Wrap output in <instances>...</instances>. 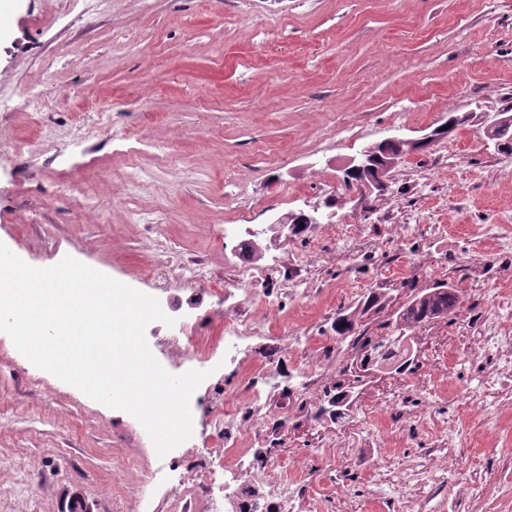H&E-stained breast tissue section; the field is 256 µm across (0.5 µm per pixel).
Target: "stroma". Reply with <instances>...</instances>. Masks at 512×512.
<instances>
[{"mask_svg":"<svg viewBox=\"0 0 512 512\" xmlns=\"http://www.w3.org/2000/svg\"><path fill=\"white\" fill-rule=\"evenodd\" d=\"M37 98L47 106L36 125ZM509 106L512 0H0V242L31 266L69 255L149 294L141 273L157 259L240 274L225 225L266 227L343 200L335 224L376 250L333 261L341 242L322 224L261 242L316 270L313 298L277 302L280 335L335 341L336 314L357 309L359 334L389 336L412 295L455 288V313L414 329L413 359L451 337L457 392L412 390L403 404L447 410L459 433L441 451L435 434L391 414L399 463L429 512H512V389L484 411L466 399L491 360L484 326L512 333V247L499 243L512 239V155L487 137ZM452 112L476 118L407 158L384 195L365 203L346 185L363 147L429 133ZM62 177L78 194L56 195ZM89 188L93 212L80 205ZM408 266L419 276L393 282ZM488 278L495 293H476ZM133 426L0 333V512H131L143 476L113 485V457L156 456ZM315 433L293 414L275 446L306 463L315 491L345 512H405L400 491L370 482L384 437L355 448L337 427L339 456Z\"/></svg>","mask_w":512,"mask_h":512,"instance_id":"obj_1","label":"stroma"}]
</instances>
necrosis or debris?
<instances>
[{
  "instance_id": "necrosis-or-debris-1",
  "label": "necrosis or debris",
  "mask_w": 512,
  "mask_h": 512,
  "mask_svg": "<svg viewBox=\"0 0 512 512\" xmlns=\"http://www.w3.org/2000/svg\"><path fill=\"white\" fill-rule=\"evenodd\" d=\"M311 280L310 267L298 263L274 268L255 263L221 285L214 283L199 261L181 263L155 276L156 297L163 311L176 319L166 338L170 366L209 373L190 399L191 411L204 408L210 412L206 443L193 438L186 449L156 458L148 476L149 482L162 484L169 481V473L178 472V481L172 483L171 512H290L292 501L306 494V473L291 457L256 460L250 452L265 447L271 437L284 431L287 408L310 413L313 401L334 389V347L330 343H323L316 352L294 346L289 355L294 384L283 383L268 366L279 338L266 319L274 310L266 291L278 290L298 302L310 298ZM181 285L207 287L215 300L214 314L224 322L223 345H211L196 336L197 307L172 309L169 293ZM222 361L240 370L241 391L225 394L223 374L216 369ZM399 397V386L392 385L362 407V438L384 435L392 447H399V436L386 416L399 407ZM276 401L285 405V412L273 411Z\"/></svg>"
}]
</instances>
